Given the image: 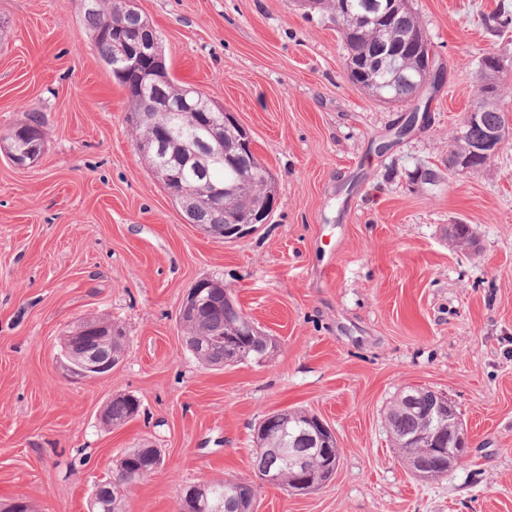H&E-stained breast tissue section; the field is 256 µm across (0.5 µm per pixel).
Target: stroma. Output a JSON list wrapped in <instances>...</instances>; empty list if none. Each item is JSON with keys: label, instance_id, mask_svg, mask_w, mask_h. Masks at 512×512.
Here are the masks:
<instances>
[{"label": "stroma", "instance_id": "1", "mask_svg": "<svg viewBox=\"0 0 512 512\" xmlns=\"http://www.w3.org/2000/svg\"><path fill=\"white\" fill-rule=\"evenodd\" d=\"M173 77L235 112L278 179L267 224L233 242L187 224L134 148L128 93L92 45L83 0H0V135L45 120L36 164L0 151V501L88 512L95 480L149 443L165 464L127 512H175L184 487L255 481L259 421L304 408L340 454L321 489L261 486L258 512H512V139L478 169L448 152L481 59L512 88V0H412L445 70L424 123L354 85L325 13L295 0H136ZM432 169L437 182L418 181ZM467 224L472 251L448 225ZM229 286L278 342L265 361L204 369L177 315L197 280ZM111 317L129 338L110 375L70 379L61 336ZM447 395L470 439L435 479L398 457L385 414L401 390ZM131 394L139 415L99 416ZM116 398H123V399L130 400L132 402V405L135 407L136 415L138 414L139 409H140V401L133 395L122 394V395L113 396L107 403L102 414L100 415V423L102 424V426L104 428H106L108 430L116 428L115 424H112V421L124 424L126 422V419L129 417V415L131 413V409L126 402L121 401V400L112 401V399H116ZM108 407H109L110 414L112 415V418L110 417V415L107 412Z\"/></svg>", "mask_w": 512, "mask_h": 512}]
</instances>
